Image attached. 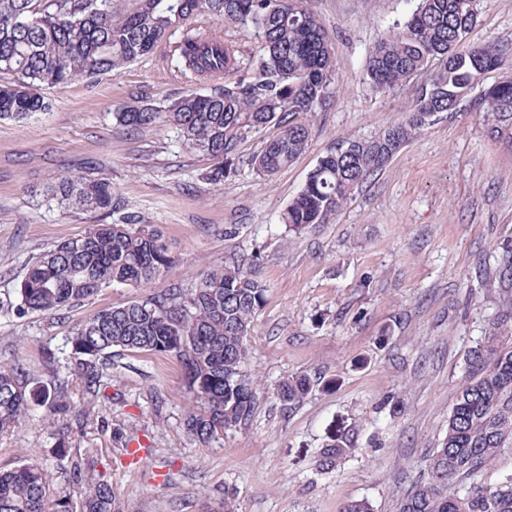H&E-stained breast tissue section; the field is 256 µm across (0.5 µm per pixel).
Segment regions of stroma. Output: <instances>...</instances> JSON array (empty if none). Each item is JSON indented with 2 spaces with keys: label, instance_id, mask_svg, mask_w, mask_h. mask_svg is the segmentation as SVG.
Instances as JSON below:
<instances>
[{
  "label": "stroma",
  "instance_id": "stroma-1",
  "mask_svg": "<svg viewBox=\"0 0 512 512\" xmlns=\"http://www.w3.org/2000/svg\"><path fill=\"white\" fill-rule=\"evenodd\" d=\"M335 51L330 102L310 118L306 151L272 177L250 159L280 131L270 124L238 144L235 174L202 181L211 160L183 147L174 129L130 131L113 114L158 106L190 91L168 67L172 40L119 73L47 87L51 111L0 120V369L23 368L28 390L59 396L57 413L0 434V469L35 464L57 496L78 499L82 483L108 481L122 512H341L366 500L395 512L444 436L470 350L487 338L512 282L498 277L512 249V145L490 134L491 119L462 102L359 185L327 223L295 234L280 213L339 136H371L403 119L425 87L424 69L387 92L363 72L371 46L413 7L411 0H308ZM494 42L512 56V0H480L466 46ZM107 175L145 223L166 240L173 262L162 282L195 283L235 253L255 255L267 300L248 338L246 371L261 387L245 425L203 444L187 435L193 407L176 360L114 349L103 366L105 394L90 398L67 340L74 323L104 307L141 299L112 286L54 317L14 311L28 266L58 243L84 235L94 215L32 197L65 174ZM235 226L232 236L224 229ZM305 375L311 389L293 410L279 384ZM349 440L332 471L323 448ZM140 447L137 463L126 451ZM78 460L82 483L61 473Z\"/></svg>",
  "mask_w": 512,
  "mask_h": 512
}]
</instances>
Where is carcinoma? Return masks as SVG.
I'll use <instances>...</instances> for the list:
<instances>
[{"mask_svg":"<svg viewBox=\"0 0 512 512\" xmlns=\"http://www.w3.org/2000/svg\"><path fill=\"white\" fill-rule=\"evenodd\" d=\"M415 2L411 15L370 48L365 75L377 91L406 82L431 63L437 64L434 78L401 122L367 138H337L279 216L288 230L326 223L359 184L441 115L454 112L503 65L506 52L493 42L459 47L476 22L477 0ZM200 17L253 28L262 41L260 56L245 60L235 42L201 26ZM177 30L181 37L169 56L170 71L217 86L164 107L130 105L113 113L116 123L132 131L175 128L184 147L214 160L202 174L209 184H222L235 172L228 160L238 143L267 124L281 132L252 158L257 174L271 177L305 151L307 116L326 105L336 70L335 52L307 0H132L129 7L114 0H0V119L19 122L49 111L52 101L43 88L117 73ZM474 106L491 113L494 132L512 143L511 76L483 87ZM40 195L66 211L118 219L92 225L29 265L17 289V311L51 317L115 284L145 287L172 264L165 240L127 210L109 178L66 175ZM266 294L255 257L240 253L203 271L189 288H154L130 304L94 312L69 337L72 352L83 357L87 393L101 392L99 361L114 348L171 357L198 403L186 416L187 434L202 443L221 438L249 420L258 400L257 380L244 363L251 323ZM511 333L512 295L504 298L487 340L470 352L446 435L426 456L421 478L398 499L397 512H512V473L495 484L477 480L503 454H512V344L500 339ZM310 387L309 377H292L278 386L277 399L292 409ZM31 403L14 370H0V432L31 416ZM350 451L343 441L322 449L321 468L335 469ZM79 507L119 512L103 479L80 493ZM73 508L71 499L53 493L44 469L23 464L0 471V512Z\"/></svg>","mask_w":512,"mask_h":512,"instance_id":"carcinoma-1","label":"carcinoma"}]
</instances>
